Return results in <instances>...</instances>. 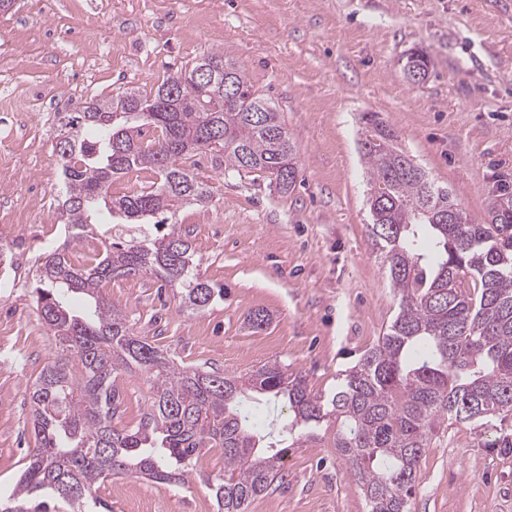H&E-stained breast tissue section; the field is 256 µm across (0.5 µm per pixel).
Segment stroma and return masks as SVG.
I'll list each match as a JSON object with an SVG mask.
<instances>
[{"mask_svg": "<svg viewBox=\"0 0 512 512\" xmlns=\"http://www.w3.org/2000/svg\"><path fill=\"white\" fill-rule=\"evenodd\" d=\"M224 51L256 93L282 112L297 151L292 193L260 173L192 171L212 192L181 207L199 271L224 297L183 312L156 279L111 282L106 295L135 332L183 366L248 376L277 360L322 398L386 333L399 309L369 236V181L359 151L365 113L435 182L483 221L501 183L512 184V0H15L0 10V498L34 445L29 391L59 343L35 310L37 259L66 241L62 176L53 152L58 115L133 88L154 92L203 54ZM429 58L420 83L403 64ZM270 324L252 329L249 314ZM124 424L152 391L120 373ZM335 426L302 439L284 460L283 485L249 512H368L332 446ZM224 472L203 450L186 483L108 477L94 496L109 512H216L204 476ZM410 512H512V414L442 425L417 468Z\"/></svg>", "mask_w": 512, "mask_h": 512, "instance_id": "1", "label": "stroma"}]
</instances>
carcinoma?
<instances>
[{"label":"carcinoma","instance_id":"1","mask_svg":"<svg viewBox=\"0 0 512 512\" xmlns=\"http://www.w3.org/2000/svg\"><path fill=\"white\" fill-rule=\"evenodd\" d=\"M202 62L215 70L211 87L194 78ZM364 119L370 233L400 307L388 332L323 400L277 361L245 380L178 366L137 336L103 294L109 281L150 276L177 289L188 312L224 297L200 274L190 242L173 223L181 206L210 199L180 161L208 154L217 169L259 172L280 193L292 192L297 152L275 104L224 52L212 51L150 95L126 91L60 118L53 151L62 166L67 228L78 238L117 222L151 225L156 234L105 241L86 265L58 248L39 260L37 315L80 362L81 374L59 360L40 370L29 395L35 445L0 512H91L99 480L135 474L183 483L205 448L224 452V475L208 481L219 512H248L283 479L296 431L311 439L329 417L339 424L334 448L368 512H409L417 467L441 424L512 413V192L493 198L479 224L395 146L393 130L373 115ZM146 127L158 132L149 142ZM133 169L153 170L160 181L145 193L112 195V178ZM69 293L92 301L90 317L74 314ZM133 366L148 376L154 397L136 425L123 426L116 379ZM254 392L287 403L291 422L261 431Z\"/></svg>","mask_w":512,"mask_h":512}]
</instances>
